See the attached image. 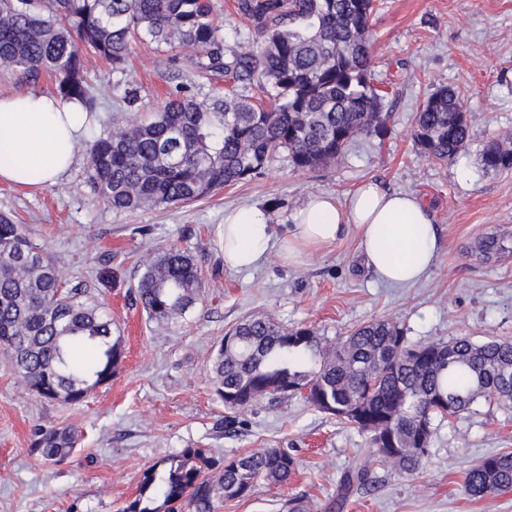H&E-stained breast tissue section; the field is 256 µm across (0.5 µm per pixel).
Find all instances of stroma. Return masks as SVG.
Returning <instances> with one entry per match:
<instances>
[{"label":"stroma","mask_w":512,"mask_h":512,"mask_svg":"<svg viewBox=\"0 0 512 512\" xmlns=\"http://www.w3.org/2000/svg\"><path fill=\"white\" fill-rule=\"evenodd\" d=\"M210 3L227 46L257 41L235 0ZM378 4L374 78L389 92L392 119L383 137L357 142L326 169L297 172L282 156L251 181L205 199L122 213L94 194L81 148L54 185L0 184V214L26 226L58 260L69 286L102 304L123 346L112 379L75 407L38 398L0 352V512H122L143 471L188 446L215 458L281 448L296 459L288 484H259L248 497L216 503L213 512H287L293 498L307 512H322L343 474L367 454L368 437L299 395L262 400L225 425L229 414L209 369L216 343L244 316L306 325L330 339L381 319L396 322L414 342L512 337V254L484 263L471 253L478 236L512 237V172H485L478 160L488 137L512 132V0ZM172 53L149 40L134 45L128 68L137 76V100L130 108L119 105L123 73L85 55L95 129L157 111L177 91L199 98L223 93V79L200 73L190 60L167 64ZM441 86L459 91L474 133L466 152L446 165L421 154L412 140L415 113ZM367 180L417 195L438 226L437 262L416 284L379 281L351 228L296 262L284 254L285 219L308 195L342 202ZM246 204L270 210L277 243L260 267L238 271L224 262L220 234L225 209ZM174 244L197 259L206 296L183 318L158 323L132 290L142 256ZM59 427L74 431L75 449L63 464L45 463L33 450L34 434ZM502 450H512V403L478 401L458 419L435 422L419 472L401 475L371 462L370 485L340 512H512V490L472 499L462 487L472 465Z\"/></svg>","instance_id":"35a3bbf8"}]
</instances>
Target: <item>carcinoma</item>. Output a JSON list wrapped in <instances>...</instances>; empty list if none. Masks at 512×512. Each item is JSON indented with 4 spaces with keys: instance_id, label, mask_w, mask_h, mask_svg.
Segmentation results:
<instances>
[{
    "instance_id": "obj_1",
    "label": "carcinoma",
    "mask_w": 512,
    "mask_h": 512,
    "mask_svg": "<svg viewBox=\"0 0 512 512\" xmlns=\"http://www.w3.org/2000/svg\"><path fill=\"white\" fill-rule=\"evenodd\" d=\"M376 0H237L259 41L228 50L209 0H0V66L56 94L95 102L82 76L83 56L121 70L133 44L149 39L194 51V66L224 75L266 100L236 90L224 98L172 96L164 107L114 124L85 145L94 193L116 212L191 202L260 174L285 154L295 170L316 171L341 159L359 137L381 135L392 114L373 82L371 16ZM460 94L437 88L414 116L412 137L440 164L471 142ZM483 170L512 171V138L501 133L480 154ZM485 262L512 253V239L480 238ZM135 295L152 320L183 317L205 295L193 254L177 246L142 261ZM240 343L219 341L210 368L216 395L237 412L264 399L302 394L316 410L368 435L377 462L403 474L429 455L432 420L458 417L480 399L512 402V338L468 336L413 343L388 319L328 339L306 327L248 315L232 328ZM0 349L30 390L46 401L81 404L107 382L122 349L100 306L68 288L58 262L22 224L0 214ZM75 433L51 428L33 447L47 463L73 452ZM295 460L258 448L230 464L184 448L147 468L138 495L122 512H211L224 499L250 495L256 483L286 484ZM370 484L356 464L340 481L335 512ZM512 489V451L484 457L463 481L480 499Z\"/></svg>"
}]
</instances>
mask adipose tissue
<instances>
[{
  "label": "adipose tissue",
  "mask_w": 512,
  "mask_h": 512,
  "mask_svg": "<svg viewBox=\"0 0 512 512\" xmlns=\"http://www.w3.org/2000/svg\"><path fill=\"white\" fill-rule=\"evenodd\" d=\"M82 102L20 91L0 96V183L22 187L55 184L73 165V145L89 137ZM283 241L289 258L326 247L355 228L375 277L390 285L421 281L435 265L439 235L428 207L414 194L388 191L367 182L346 206L326 196L309 197L290 216ZM275 235L267 209L245 205L224 213V261L238 270L257 267Z\"/></svg>",
  "instance_id": "adipose-tissue-1"
}]
</instances>
